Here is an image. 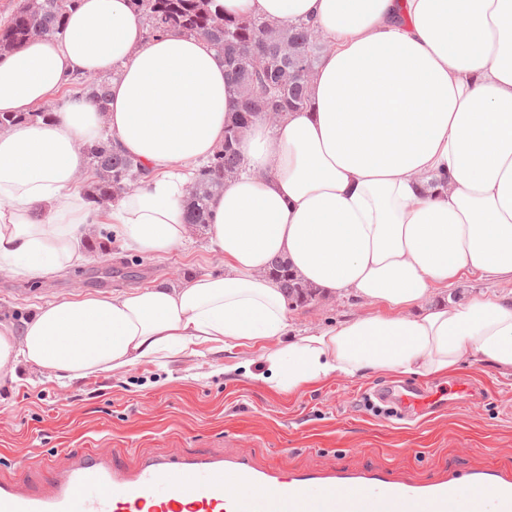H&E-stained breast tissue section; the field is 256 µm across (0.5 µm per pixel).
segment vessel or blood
Segmentation results:
<instances>
[{"label":"vessel or blood","mask_w":512,"mask_h":512,"mask_svg":"<svg viewBox=\"0 0 512 512\" xmlns=\"http://www.w3.org/2000/svg\"><path fill=\"white\" fill-rule=\"evenodd\" d=\"M452 395L475 399L464 380L454 381L446 392L405 387L396 399L406 409L430 413ZM37 464L46 475L41 483H33L27 473L0 481V512H396L404 499L413 500L417 512H455L462 482L477 491L494 488L493 512H512V472L493 466L461 473L445 469L421 481L390 468L289 470L242 451H159L127 463L108 448L70 453L61 460L44 457ZM228 476L238 491H225ZM181 484L192 487L190 500L176 495ZM253 485L272 487L273 493L253 496Z\"/></svg>","instance_id":"1"}]
</instances>
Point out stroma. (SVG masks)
<instances>
[{
	"mask_svg": "<svg viewBox=\"0 0 512 512\" xmlns=\"http://www.w3.org/2000/svg\"><path fill=\"white\" fill-rule=\"evenodd\" d=\"M101 268L93 247L68 273L38 282L0 277V316L19 321L33 306L78 292L118 294L190 273L220 274L223 255L203 229L164 255L108 246ZM374 308L349 297L316 295L289 303L288 322L304 329L337 324ZM259 354L250 347L215 348L201 358L163 365L141 363L62 386L33 376L0 384V480L17 477L34 456L109 448L134 456L166 448L184 453L237 449L267 463L313 469L400 465L423 480L440 467L512 466V372L465 359L444 376L417 379L434 388L464 379L478 393L473 404H452L414 419L375 414L365 396L407 383L404 375L369 373L329 378L288 392L262 382Z\"/></svg>",
	"mask_w": 512,
	"mask_h": 512,
	"instance_id": "stroma-1",
	"label": "stroma"
}]
</instances>
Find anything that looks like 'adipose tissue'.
Masks as SVG:
<instances>
[{
  "instance_id": "ef3b65f1",
  "label": "adipose tissue",
  "mask_w": 512,
  "mask_h": 512,
  "mask_svg": "<svg viewBox=\"0 0 512 512\" xmlns=\"http://www.w3.org/2000/svg\"><path fill=\"white\" fill-rule=\"evenodd\" d=\"M240 18L313 24L327 48L304 108L243 135L241 171L209 201L220 274L120 295L76 293L0 319V382H65L250 345L288 391L370 372L436 377L465 355L512 370V294L456 301L470 276L512 285V0H214ZM110 80L106 111L66 93ZM53 105L50 118L31 112ZM237 97L199 36L146 39L130 0H78L62 35L0 56V273L48 281L115 237L148 253L189 241V189ZM109 134L146 168L108 208L78 188ZM376 313L291 332L268 268Z\"/></svg>"
}]
</instances>
